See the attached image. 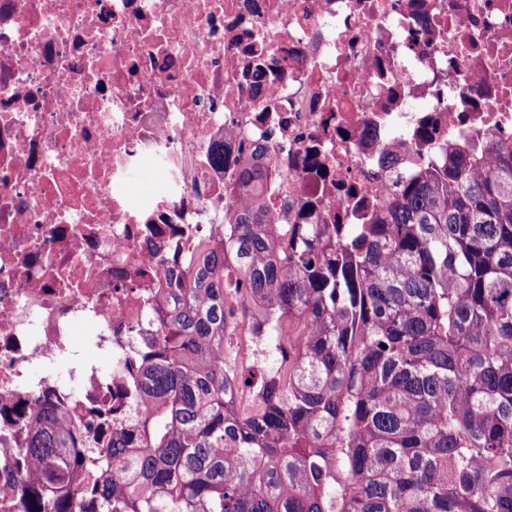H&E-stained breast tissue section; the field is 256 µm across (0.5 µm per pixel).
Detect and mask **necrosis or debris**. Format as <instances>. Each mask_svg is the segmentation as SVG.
I'll list each match as a JSON object with an SVG mask.
<instances>
[{
    "instance_id": "4bbe7bcc",
    "label": "necrosis or debris",
    "mask_w": 512,
    "mask_h": 512,
    "mask_svg": "<svg viewBox=\"0 0 512 512\" xmlns=\"http://www.w3.org/2000/svg\"><path fill=\"white\" fill-rule=\"evenodd\" d=\"M492 138L512 141V0H0V412L47 388L73 417L111 404L122 379L91 362L29 368L80 324L126 355L165 275L223 237L243 164L273 223L367 224L383 157Z\"/></svg>"
}]
</instances>
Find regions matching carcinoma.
Returning a JSON list of instances; mask_svg holds the SVG:
<instances>
[{
	"mask_svg": "<svg viewBox=\"0 0 512 512\" xmlns=\"http://www.w3.org/2000/svg\"><path fill=\"white\" fill-rule=\"evenodd\" d=\"M489 148L394 175L369 224L266 223L244 168L102 430L39 400L0 512H512V142ZM256 313L273 362L228 374Z\"/></svg>",
	"mask_w": 512,
	"mask_h": 512,
	"instance_id": "cac0c4a2",
	"label": "carcinoma"
}]
</instances>
